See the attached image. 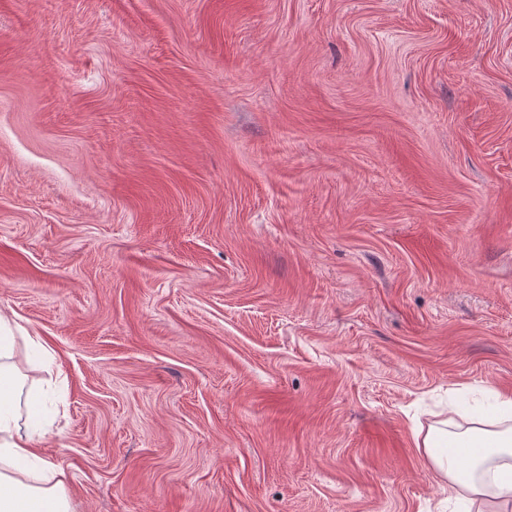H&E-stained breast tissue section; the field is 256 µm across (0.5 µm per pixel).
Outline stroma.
Wrapping results in <instances>:
<instances>
[{"mask_svg":"<svg viewBox=\"0 0 512 512\" xmlns=\"http://www.w3.org/2000/svg\"><path fill=\"white\" fill-rule=\"evenodd\" d=\"M0 312L72 512H458L512 394V0H0ZM490 411L473 408L460 433L430 427L415 432L434 471L448 480V491L465 510L478 501V512H510L512 504V394L491 390Z\"/></svg>","mask_w":512,"mask_h":512,"instance_id":"35a3bbf8","label":"stroma"}]
</instances>
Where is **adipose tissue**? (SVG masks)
Masks as SVG:
<instances>
[{
  "instance_id": "1",
  "label": "adipose tissue",
  "mask_w": 512,
  "mask_h": 512,
  "mask_svg": "<svg viewBox=\"0 0 512 512\" xmlns=\"http://www.w3.org/2000/svg\"><path fill=\"white\" fill-rule=\"evenodd\" d=\"M21 327L0 314V512H71L62 467L39 456L41 419L23 416L27 378L15 367ZM462 432L430 427L416 440L457 503L482 512H512V394L494 392L491 410L470 409Z\"/></svg>"
}]
</instances>
